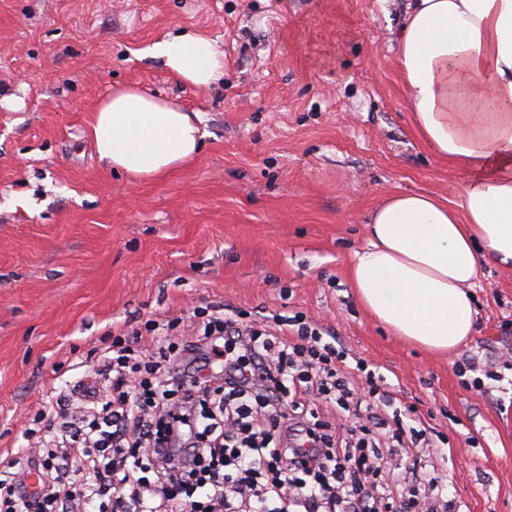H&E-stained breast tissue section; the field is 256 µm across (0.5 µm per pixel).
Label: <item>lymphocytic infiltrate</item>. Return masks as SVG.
<instances>
[{
	"mask_svg": "<svg viewBox=\"0 0 512 512\" xmlns=\"http://www.w3.org/2000/svg\"><path fill=\"white\" fill-rule=\"evenodd\" d=\"M193 325L147 320L101 358L112 393L73 414L56 446L24 447L0 466V512H459L446 483L392 491L383 457L349 447L311 406L353 405L352 384L385 378L303 312L257 329L232 305ZM93 457V476L72 474Z\"/></svg>",
	"mask_w": 512,
	"mask_h": 512,
	"instance_id": "lymphocytic-infiltrate-1",
	"label": "lymphocytic infiltrate"
}]
</instances>
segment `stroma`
<instances>
[{
	"label": "stroma",
	"instance_id": "1",
	"mask_svg": "<svg viewBox=\"0 0 512 512\" xmlns=\"http://www.w3.org/2000/svg\"><path fill=\"white\" fill-rule=\"evenodd\" d=\"M406 2L0 0V457L97 372L117 328L224 301L258 324L295 310L332 327L401 421L448 439L427 465L462 512H512V267L485 266L451 355L391 334L348 283L384 198L458 197L407 103ZM184 29L223 50L217 85L146 56ZM127 84L200 113L193 159L135 183L98 160L93 111Z\"/></svg>",
	"mask_w": 512,
	"mask_h": 512
}]
</instances>
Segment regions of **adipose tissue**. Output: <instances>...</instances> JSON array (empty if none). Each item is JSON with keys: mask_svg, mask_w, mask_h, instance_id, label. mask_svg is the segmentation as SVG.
Segmentation results:
<instances>
[{"mask_svg": "<svg viewBox=\"0 0 512 512\" xmlns=\"http://www.w3.org/2000/svg\"><path fill=\"white\" fill-rule=\"evenodd\" d=\"M399 65L418 131L463 175L457 206L430 193L395 195L365 225L349 283L393 334L449 353L470 337L472 285L483 264H512V0H410ZM178 81L205 88L224 52L193 31L147 50ZM201 116L179 102L117 87L95 109L105 166L153 178L193 158Z\"/></svg>", "mask_w": 512, "mask_h": 512, "instance_id": "1", "label": "adipose tissue"}]
</instances>
